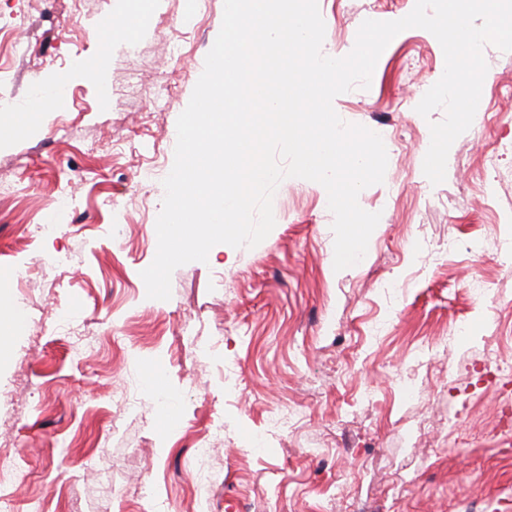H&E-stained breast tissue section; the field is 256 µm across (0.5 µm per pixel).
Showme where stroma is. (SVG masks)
<instances>
[{"instance_id": "1", "label": "stroma", "mask_w": 512, "mask_h": 512, "mask_svg": "<svg viewBox=\"0 0 512 512\" xmlns=\"http://www.w3.org/2000/svg\"><path fill=\"white\" fill-rule=\"evenodd\" d=\"M324 54L348 55L364 20L393 21L415 0H318ZM123 0H0V28L28 45L0 47V93L30 105V85L71 81L66 114L43 113L27 136L0 138V288L25 316L0 358V454L26 474L5 487L16 512H197L189 466L195 436L218 422L211 466L222 478L211 512H512L507 436L493 408L512 404V380H480L482 339L503 326L512 357V154L484 186V155L512 140V52L485 44L489 81L478 106L489 123L452 144L447 176L423 173L430 122L406 102L443 73L435 36L399 33L369 88L338 95L346 123L381 132L383 183L360 206L380 213L357 265L335 271L333 215L319 183L284 179L276 225L254 248L214 246L207 262L174 270L169 300L147 298L140 276L157 251L163 179L176 122L220 31L224 0H155L137 20L135 57L98 25ZM79 26L66 23L70 13ZM98 63L73 73L75 51ZM136 63V93L99 105L96 82L121 86ZM39 224L62 231L34 238ZM491 295L472 300V276ZM63 322L59 333L45 326ZM93 343L75 359L72 346ZM435 357L419 360V344ZM165 372L148 387L152 366ZM414 370L408 383L397 369ZM134 400L126 409L113 392ZM306 409L284 438H264L270 408ZM173 412L174 424L159 422Z\"/></svg>"}]
</instances>
